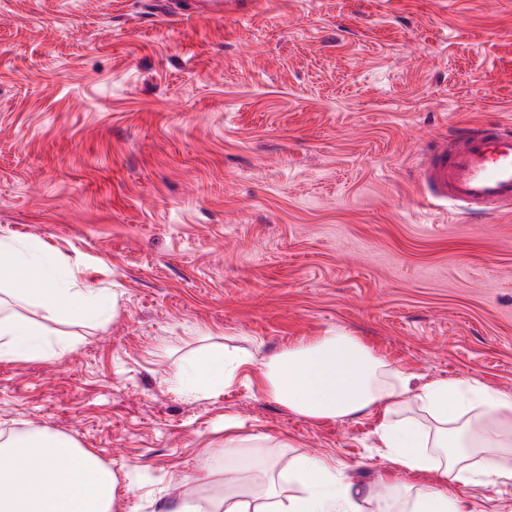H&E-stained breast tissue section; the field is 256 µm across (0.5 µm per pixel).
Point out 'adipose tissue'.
I'll return each mask as SVG.
<instances>
[{
  "instance_id": "ef3b65f1",
  "label": "adipose tissue",
  "mask_w": 512,
  "mask_h": 512,
  "mask_svg": "<svg viewBox=\"0 0 512 512\" xmlns=\"http://www.w3.org/2000/svg\"><path fill=\"white\" fill-rule=\"evenodd\" d=\"M0 268L10 271L11 297L41 307L59 324L107 322L109 297L65 274L57 255L32 239L0 237ZM72 345L62 334L0 305V362L57 360ZM246 356L223 344L173 367L179 394L215 396L231 385ZM262 389L276 403L316 420L375 412L378 436L398 467L434 478L411 512H459L449 483L512 482V394L473 381L437 379L411 389V378L357 337L329 330L261 365ZM480 456L479 469L468 461ZM288 481L295 495L254 505L228 492L208 510L191 500L171 512H362L357 493L332 462L294 457ZM118 480L97 456L66 435L39 431L0 442V512H116Z\"/></svg>"
}]
</instances>
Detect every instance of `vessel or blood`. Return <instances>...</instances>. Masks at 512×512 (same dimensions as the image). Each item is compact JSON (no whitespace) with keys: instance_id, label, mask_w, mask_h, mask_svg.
<instances>
[{"instance_id":"obj_1","label":"vessel or blood","mask_w":512,"mask_h":512,"mask_svg":"<svg viewBox=\"0 0 512 512\" xmlns=\"http://www.w3.org/2000/svg\"><path fill=\"white\" fill-rule=\"evenodd\" d=\"M261 0H194L196 13L224 16L257 10ZM418 181L424 198L470 216L512 212V123L456 131L424 155Z\"/></svg>"}]
</instances>
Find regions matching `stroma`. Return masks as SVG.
<instances>
[{"label": "stroma", "instance_id": "stroma-1", "mask_svg": "<svg viewBox=\"0 0 512 512\" xmlns=\"http://www.w3.org/2000/svg\"><path fill=\"white\" fill-rule=\"evenodd\" d=\"M512 120V0H266L223 18L154 0H0V236L43 242L102 326L59 360L0 363V433L74 437L118 479V512L227 491L294 494L292 456L334 460L363 512H406L430 477L379 448L375 415L312 420L261 363L341 330L412 377L512 394V215L422 197L438 137ZM252 360L213 398L172 362ZM243 448L224 455V422ZM512 512V483L459 485Z\"/></svg>", "mask_w": 512, "mask_h": 512}]
</instances>
